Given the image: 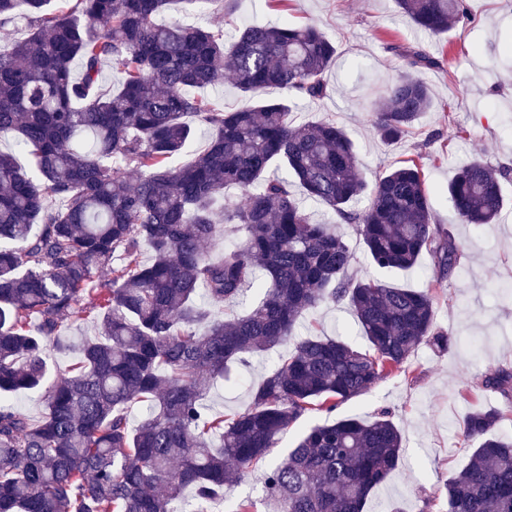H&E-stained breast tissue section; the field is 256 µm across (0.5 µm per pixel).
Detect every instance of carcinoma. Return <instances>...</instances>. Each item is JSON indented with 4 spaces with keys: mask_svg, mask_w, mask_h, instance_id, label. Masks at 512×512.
Masks as SVG:
<instances>
[{
    "mask_svg": "<svg viewBox=\"0 0 512 512\" xmlns=\"http://www.w3.org/2000/svg\"><path fill=\"white\" fill-rule=\"evenodd\" d=\"M169 3L76 0L64 11L0 0V25L28 26L0 47V136L30 159L26 168L0 152V512H213L255 470L279 512H364L401 462L388 411L314 424L281 458L270 449L306 415L369 392L419 345L446 352L452 338L431 292L347 277L352 249L297 192L354 225L381 270L411 269L426 252L440 283L458 246L433 223L417 164L369 184L345 129L294 119L328 93L336 45L321 29L247 24L226 44L200 25L158 22ZM398 5L432 33L472 20L466 0ZM391 50L407 68L372 106L386 143L432 109L421 72L439 64L419 48ZM106 66L120 79L104 92ZM226 75L245 100L233 110L197 94ZM269 88L287 97H264ZM195 122L208 146L176 164ZM504 175L481 158L458 170L447 195L462 222H496ZM228 186L241 202L224 198ZM362 196L366 208L352 209ZM219 212L243 240L215 259ZM226 303L243 313L215 315ZM324 304L347 306L367 347L295 337ZM88 319L97 336L49 380L48 346L69 349L64 330ZM279 347L247 408L207 407L231 364ZM481 386L509 395L512 371ZM18 391L42 393L39 418L3 400ZM503 419L466 415L465 436L479 443L445 483L448 512H512V435L493 433Z\"/></svg>",
    "mask_w": 512,
    "mask_h": 512,
    "instance_id": "cac0c4a2",
    "label": "carcinoma"
}]
</instances>
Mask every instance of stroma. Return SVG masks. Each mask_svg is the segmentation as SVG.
<instances>
[{"mask_svg":"<svg viewBox=\"0 0 512 512\" xmlns=\"http://www.w3.org/2000/svg\"><path fill=\"white\" fill-rule=\"evenodd\" d=\"M467 3L474 22L461 20L437 34L418 29L396 0H288L284 12L270 8L267 0H236L225 16L199 15L181 0L159 16L163 23L203 20L228 38L245 23L318 25L335 42L336 59L327 73L328 96L307 104L299 120L343 126L356 144L358 170L366 181L400 161L419 160L434 221L460 249L459 265L439 286L428 255H421L411 270L386 273L367 259L354 225L339 226L355 253L350 277L434 289L437 324L456 340L443 354L419 346L411 358L414 376L394 374L337 407L339 418L369 417L388 409L404 438V464L369 498L364 512H378L383 502L400 512H447L444 487L472 448L463 434L470 410L499 409L507 416L499 430L512 435V399L474 386L486 372L512 369V179L503 183L510 205L496 224L462 223L445 195L457 169L473 158L512 172V0ZM395 44L422 47L440 65L423 74L434 98L432 110L420 117L411 134L388 144L375 132L370 109L403 69L391 50ZM302 327L364 343L355 317L342 306L310 312ZM270 366L258 359L235 365L236 386L214 384L208 404L227 415L244 410L250 384Z\"/></svg>","mask_w":512,"mask_h":512,"instance_id":"stroma-1","label":"stroma"}]
</instances>
